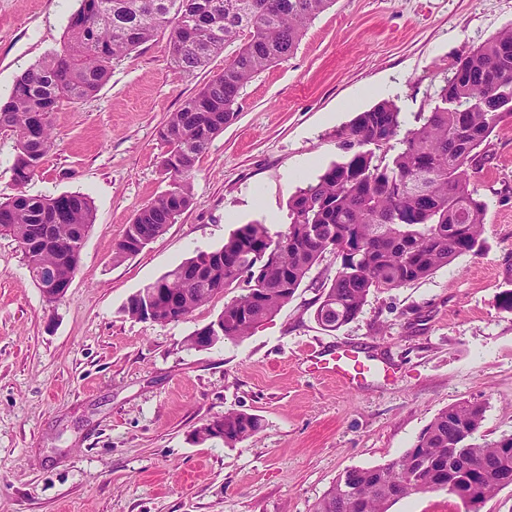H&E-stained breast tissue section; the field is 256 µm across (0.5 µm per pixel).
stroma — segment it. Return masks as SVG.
<instances>
[{
	"mask_svg": "<svg viewBox=\"0 0 512 512\" xmlns=\"http://www.w3.org/2000/svg\"><path fill=\"white\" fill-rule=\"evenodd\" d=\"M76 0H0V97L61 50ZM512 24V0H334L291 55L243 89L239 112L200 156L195 203L141 253L112 251L137 211L168 188L157 137L168 114L224 69L231 50L186 75L165 38L112 66L92 96L61 102L34 196L88 194L95 224L65 297L48 303L18 243L0 234V512H314L346 470L400 457L433 418L484 404L486 438L512 433V121L490 138L473 183L487 204L482 250L425 279L371 293L336 331L314 319L334 256L281 311L239 342L187 338L224 296L179 322L124 315L127 298L238 224L288 214V199L343 153L336 131L392 85L406 115L428 109L449 67ZM318 157L316 167L305 158ZM363 347L382 361L355 388L315 372V351ZM234 409L262 429L236 444L195 442ZM389 512H467L445 491Z\"/></svg>",
	"mask_w": 512,
	"mask_h": 512,
	"instance_id": "stroma-1",
	"label": "stroma"
}]
</instances>
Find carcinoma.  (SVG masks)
<instances>
[{
	"label": "carcinoma",
	"mask_w": 512,
	"mask_h": 512,
	"mask_svg": "<svg viewBox=\"0 0 512 512\" xmlns=\"http://www.w3.org/2000/svg\"><path fill=\"white\" fill-rule=\"evenodd\" d=\"M61 51L22 73L0 100V132L16 139L12 164L17 193L0 201V234L13 237L33 281L48 302L64 298L79 268L76 240L95 224L82 193L31 196L25 185L53 146L51 115L62 99L78 102L110 78L112 63L158 35L167 36L170 62L188 75L234 43L224 71L186 97L158 130L165 146L160 168L169 189L144 205L113 249L121 262L166 233L194 202L196 163L237 116L243 87L287 58L305 28L334 0H78ZM512 119V26L456 61L434 92L433 106L409 117L382 101L336 130L344 159L334 162L288 201V226L243 224L224 245L201 251L128 297L123 312L176 322L215 295L236 288L210 326L187 339L196 350L238 342L294 296L312 267L329 253L336 273L316 300L314 319L335 331L355 320L368 296L422 280L484 243L487 205L471 182L481 149ZM42 268L54 279L38 277ZM485 407L468 401L439 412L397 459L345 471L314 512H388L412 494L437 491L448 476L473 488L476 506L512 479V434L479 435ZM261 419L224 412V427L207 420L194 440L242 443ZM470 439L457 456L448 453Z\"/></svg>",
	"instance_id": "cac0c4a2"
}]
</instances>
